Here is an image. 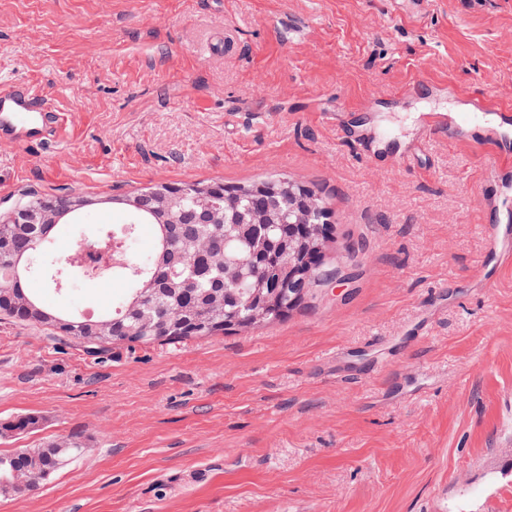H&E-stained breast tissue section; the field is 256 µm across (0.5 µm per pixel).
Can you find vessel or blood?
<instances>
[{
	"label": "vessel or blood",
	"mask_w": 512,
	"mask_h": 512,
	"mask_svg": "<svg viewBox=\"0 0 512 512\" xmlns=\"http://www.w3.org/2000/svg\"><path fill=\"white\" fill-rule=\"evenodd\" d=\"M487 103L478 97L465 99L464 108L450 123L461 129L472 130L473 146H482L484 140L495 142L501 153L512 152V113L499 112L495 127L482 126ZM66 113L49 107L36 87L24 83H0V143L23 146L33 141H44L65 126ZM444 118L434 116L425 124L424 136L442 132ZM495 196L491 206L496 214L494 223L483 225L484 249L479 260V274L485 283H493L503 267L512 266V166L498 165L492 174Z\"/></svg>",
	"instance_id": "obj_1"
}]
</instances>
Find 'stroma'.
Masks as SVG:
<instances>
[{"mask_svg": "<svg viewBox=\"0 0 512 512\" xmlns=\"http://www.w3.org/2000/svg\"><path fill=\"white\" fill-rule=\"evenodd\" d=\"M9 80L71 122L0 144L1 209L76 190L94 229L139 188L285 174L325 197L336 247L334 280L247 332L94 361L0 323V420H40L0 453L84 445L0 512H512V266L477 277L495 147L436 137L389 162L460 98L512 109V0L417 17L391 0H0ZM365 130L377 160L353 145ZM124 288L54 302L94 315Z\"/></svg>", "mask_w": 512, "mask_h": 512, "instance_id": "obj_1", "label": "stroma"}]
</instances>
